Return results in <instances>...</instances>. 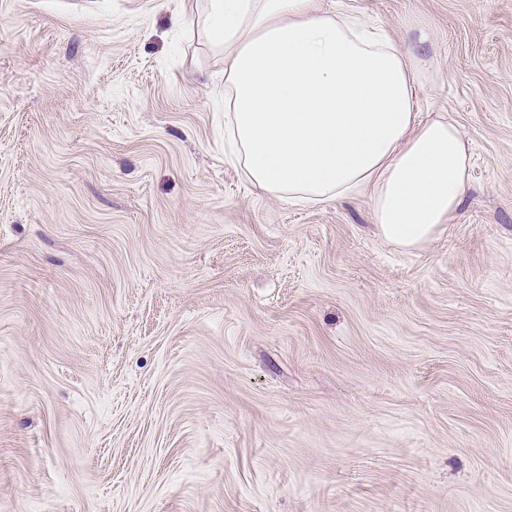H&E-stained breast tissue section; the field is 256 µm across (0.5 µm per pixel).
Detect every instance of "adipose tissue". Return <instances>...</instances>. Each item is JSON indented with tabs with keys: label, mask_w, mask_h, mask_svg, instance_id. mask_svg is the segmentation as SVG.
Listing matches in <instances>:
<instances>
[{
	"label": "adipose tissue",
	"mask_w": 512,
	"mask_h": 512,
	"mask_svg": "<svg viewBox=\"0 0 512 512\" xmlns=\"http://www.w3.org/2000/svg\"><path fill=\"white\" fill-rule=\"evenodd\" d=\"M191 24L224 61L225 138L255 188L313 205L369 192L403 249L457 218L471 145L447 116L419 119L411 48L321 0H201Z\"/></svg>",
	"instance_id": "obj_1"
}]
</instances>
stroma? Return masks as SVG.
Listing matches in <instances>:
<instances>
[{
	"mask_svg": "<svg viewBox=\"0 0 512 512\" xmlns=\"http://www.w3.org/2000/svg\"><path fill=\"white\" fill-rule=\"evenodd\" d=\"M349 2L473 148L411 251L253 188L184 11L0 0V512H512V0Z\"/></svg>",
	"mask_w": 512,
	"mask_h": 512,
	"instance_id": "obj_1",
	"label": "stroma"
}]
</instances>
